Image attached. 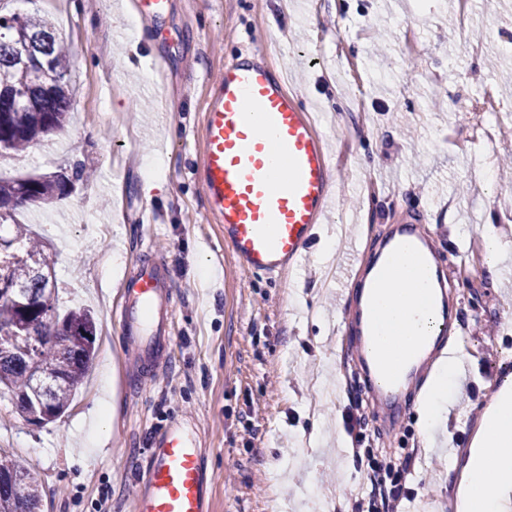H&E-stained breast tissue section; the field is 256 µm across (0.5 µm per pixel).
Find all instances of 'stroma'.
I'll use <instances>...</instances> for the list:
<instances>
[{"label":"stroma","instance_id":"1","mask_svg":"<svg viewBox=\"0 0 512 512\" xmlns=\"http://www.w3.org/2000/svg\"><path fill=\"white\" fill-rule=\"evenodd\" d=\"M122 2L0 0L1 14L51 16L70 45L69 123L0 176L77 162L93 170L53 207L16 218L54 246L58 313L89 306L97 327L95 363L63 417L29 424L0 394V452L37 478L43 512H135L150 441L178 421L201 448L212 512H338L370 490L364 445H339L352 411L364 415L366 439L410 460L409 483L428 478L405 512H448V456L466 457L512 372V261L500 265L496 288L471 262L512 205L499 168L512 137L491 150L460 136L463 108L484 88L512 103V0H475L464 28L454 0H169L163 18L136 24ZM409 26L414 57L403 47ZM252 44L317 116L335 161L324 221L341 229L335 270L319 264L315 240L301 275L243 271L207 213L203 111L225 64ZM146 158L159 162L162 189L145 187ZM408 222L439 225L438 265L459 275V328L448 343L464 364L428 449L415 410L427 378L383 421L368 405L367 378L343 374L357 347L343 326L360 286L352 273L374 261L390 225ZM453 224L467 235H451ZM153 257L176 301L171 363L129 392L113 317L128 273ZM107 398L116 412L101 431ZM321 421L327 439L317 448L309 436Z\"/></svg>","mask_w":512,"mask_h":512}]
</instances>
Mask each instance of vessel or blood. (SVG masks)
<instances>
[{
	"instance_id": "1",
	"label": "vessel or blood",
	"mask_w": 512,
	"mask_h": 512,
	"mask_svg": "<svg viewBox=\"0 0 512 512\" xmlns=\"http://www.w3.org/2000/svg\"><path fill=\"white\" fill-rule=\"evenodd\" d=\"M282 164L271 181L273 161ZM206 207L224 230L234 262L270 276L290 268L303 272L307 247L335 195L331 158L313 115L266 62L261 51L244 50L224 67L204 109L201 155ZM405 252L422 265L434 262L430 235L399 224L384 243L352 321L360 357L372 384L376 414H390L413 374L447 358L431 331H421L405 365L392 369L374 342L372 303L389 285L390 255ZM126 301L117 316L141 377L161 370L170 343L172 313L164 266L140 264L126 280ZM208 479L194 438L172 425L151 441L150 467L136 494V512H211Z\"/></svg>"
}]
</instances>
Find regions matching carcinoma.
Segmentation results:
<instances>
[{
  "label": "carcinoma",
  "mask_w": 512,
  "mask_h": 512,
  "mask_svg": "<svg viewBox=\"0 0 512 512\" xmlns=\"http://www.w3.org/2000/svg\"><path fill=\"white\" fill-rule=\"evenodd\" d=\"M48 60L54 78L46 86L32 74L29 63ZM67 45L45 15L14 12L0 15V91H24L11 111L0 112V151L29 153L43 138L61 130L71 105L67 75ZM67 194L66 181L47 174L0 177V280L19 290L16 299L0 298V389H7L25 418L45 412L52 422L69 408L95 355L93 314L76 307L60 316H42L41 302L48 289L45 275L49 244L15 213L31 205L52 204ZM41 337L32 343L30 333ZM52 368L58 381L36 387L35 371ZM39 484L17 460L0 456V512H41Z\"/></svg>",
  "instance_id": "1"
}]
</instances>
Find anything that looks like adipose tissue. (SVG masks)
<instances>
[{
    "instance_id": "obj_1",
    "label": "adipose tissue",
    "mask_w": 512,
    "mask_h": 512,
    "mask_svg": "<svg viewBox=\"0 0 512 512\" xmlns=\"http://www.w3.org/2000/svg\"><path fill=\"white\" fill-rule=\"evenodd\" d=\"M392 264L398 279L382 298L377 341L394 362L420 330L432 325V316L421 300L433 279L409 257L394 256ZM459 370V360L452 358L433 377L418 408L423 437H433L437 408ZM448 469L460 474L457 495L463 512H512V375L504 378L484 413L466 463L452 455Z\"/></svg>"
}]
</instances>
